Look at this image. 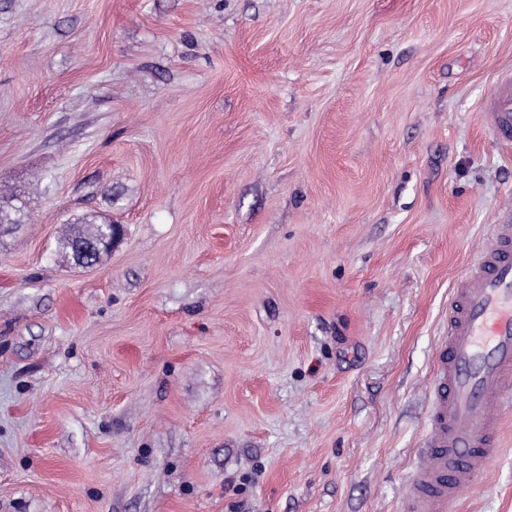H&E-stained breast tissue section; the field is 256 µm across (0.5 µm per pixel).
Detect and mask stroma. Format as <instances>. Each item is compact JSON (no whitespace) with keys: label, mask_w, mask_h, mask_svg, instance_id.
Instances as JSON below:
<instances>
[{"label":"stroma","mask_w":512,"mask_h":512,"mask_svg":"<svg viewBox=\"0 0 512 512\" xmlns=\"http://www.w3.org/2000/svg\"><path fill=\"white\" fill-rule=\"evenodd\" d=\"M508 71L512 0H0V512H406ZM100 226L101 225H97L95 227L94 231L91 233H87V234L78 233V234L71 235L70 237L65 239V241L63 242V247H64V249H66L70 252V254L72 255L73 259L76 262H78V263L81 262L82 264L90 265V266L95 265L94 263L96 262V253H95L94 248L85 246L83 243H78L76 245V252H77L78 258L80 259V262H79L75 259L74 255H73V243H74L75 239H77V238L86 239V240H91L92 238H98L99 234H100Z\"/></svg>","instance_id":"stroma-1"}]
</instances>
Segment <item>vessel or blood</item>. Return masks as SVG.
I'll list each match as a JSON object with an SVG mask.
<instances>
[{
	"label": "vessel or blood",
	"instance_id": "obj_1",
	"mask_svg": "<svg viewBox=\"0 0 512 512\" xmlns=\"http://www.w3.org/2000/svg\"><path fill=\"white\" fill-rule=\"evenodd\" d=\"M492 135L512 139V73L487 103ZM512 409V213L469 266L448 305L433 383L430 429L407 512H447L499 451V417Z\"/></svg>",
	"mask_w": 512,
	"mask_h": 512
}]
</instances>
